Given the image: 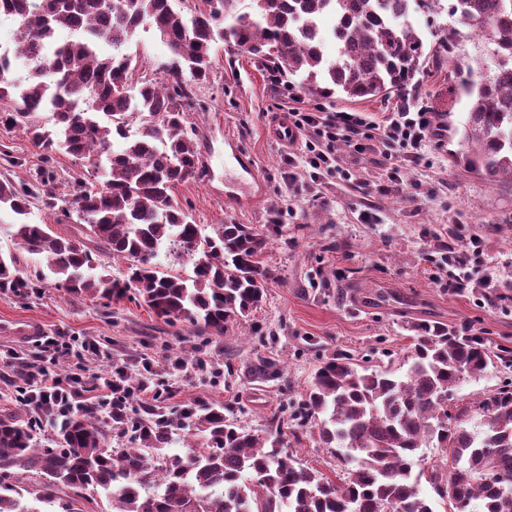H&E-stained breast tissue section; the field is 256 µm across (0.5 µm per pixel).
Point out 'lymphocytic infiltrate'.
Here are the masks:
<instances>
[{"label": "lymphocytic infiltrate", "instance_id": "1", "mask_svg": "<svg viewBox=\"0 0 512 512\" xmlns=\"http://www.w3.org/2000/svg\"><path fill=\"white\" fill-rule=\"evenodd\" d=\"M271 84L280 96L292 101L288 116L294 129L311 133L304 155L289 157V165L296 167L305 162L328 172L342 169L344 179L351 186L358 184L359 179L353 170L341 168L339 143H346L358 154L377 152L385 157L398 156L406 162L420 160L435 136L430 116L421 108L389 113L380 123L366 112H310L297 106L298 96L293 87L279 76H272ZM67 349V342L54 339L49 349L31 356L14 355L12 369L23 381L20 388L23 399L38 405L52 403L59 410L68 411L79 404H99L107 392L122 388V381L113 374L100 382H87L76 372L63 376L48 373L44 364L51 354Z\"/></svg>", "mask_w": 512, "mask_h": 512}]
</instances>
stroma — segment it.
<instances>
[{
    "instance_id": "1",
    "label": "stroma",
    "mask_w": 512,
    "mask_h": 512,
    "mask_svg": "<svg viewBox=\"0 0 512 512\" xmlns=\"http://www.w3.org/2000/svg\"><path fill=\"white\" fill-rule=\"evenodd\" d=\"M130 49L138 54L136 76L162 77L161 66L170 54L150 31L139 30ZM197 97L200 105L188 121L208 175L181 183L174 193L208 232L227 221L261 230L272 211H281L282 231L262 256L271 273L265 302L248 324L202 347L187 324H167L146 305L126 298L104 305L51 284L27 298L0 290V321L28 320L37 324L40 337L76 339L71 356L58 361V368L82 361L96 374L121 365L135 377L148 368L152 379L147 389L136 392L138 404L160 398L178 408L203 397L229 408L231 417L265 436L272 416L305 394L315 370L333 353L347 351L381 366L402 362L413 336L407 319L470 324L491 341L512 343L511 298L488 307L471 295L448 292L427 260L436 249V233L462 224L483 240V256L469 268L472 279L490 269L499 280L512 281V179L487 178L456 162L459 138L453 130L463 127L468 106L450 104L444 76L424 78L405 103L350 101L340 94L323 101L304 98L309 109L320 104L338 112H369L379 120L406 104L434 113L437 135L431 148L420 163H407L400 173L401 189L385 196L373 187L390 169L389 160L374 162L370 154H355L345 145L339 153L353 162L365 189L350 188L331 174L321 176L316 190H303L309 167H289L287 146L267 133L269 116L287 111L288 103L274 97L269 71L248 54L219 48L212 79ZM447 110L452 113L448 121L440 117ZM228 138L239 143L264 187L249 207L224 196ZM42 166L26 130L0 127L1 179L26 182ZM366 211L376 214L377 223L363 222ZM259 328L274 331L276 343L258 344ZM85 341L98 344L99 357H82ZM259 353L280 360V380L260 383L245 376V364ZM229 362L237 369L230 378L225 375ZM283 440L302 465L334 482L341 477L344 464L310 430Z\"/></svg>"
}]
</instances>
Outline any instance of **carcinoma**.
I'll list each match as a JSON object with an SVG mask.
<instances>
[{"mask_svg":"<svg viewBox=\"0 0 512 512\" xmlns=\"http://www.w3.org/2000/svg\"><path fill=\"white\" fill-rule=\"evenodd\" d=\"M259 2L243 12L240 0H200L186 13L177 0H0V17L17 24L15 55L0 59V126L24 127L47 163L64 152L88 160L103 177L94 185L70 183L66 208L59 205V178L46 166L28 184L0 181V210L22 217L38 198L67 222L77 216L93 242L20 221L13 249L0 251V287L29 296L50 278L69 295L109 302L128 296L166 323H187L202 340L261 306L269 272L260 257L270 238L232 222L207 235L173 196L177 185L204 174L187 113L198 106L194 87L210 81L219 43L302 75L313 95L340 93L350 101L402 99L424 71L446 70L448 94L468 104L460 159L472 172L512 178V53L504 54L512 50V21L501 17L509 0ZM444 11L495 45V68L454 63V25L424 41L415 14ZM325 20L339 25L333 60L311 41ZM145 26L171 53L162 81L133 79L127 49ZM60 29L69 40H57ZM15 60L29 68L24 83L8 78ZM118 73L128 78L121 88ZM45 111L50 129L37 120ZM134 120L139 126L131 134ZM19 252L40 259L46 272L21 270ZM102 254L127 260L122 276L102 268ZM185 258L193 261L186 275L172 268ZM509 290L512 282L486 277L471 294L493 306ZM411 328L403 365L364 366L336 353L292 405L290 421L314 424L317 442L353 464L340 483L303 467L279 439L253 433L205 398L181 409L133 407L139 379L112 394L110 406L67 414L32 406L28 420L0 415V479H8L0 482V512L55 505L80 512L74 499L61 497L68 489L103 493L112 512H434L423 479L450 512H470L477 495L488 512H512V382L453 414L442 399L490 366L511 373L512 347L494 348L465 325L418 320ZM247 370L260 382L282 376L280 361L261 354ZM41 420L56 429L50 447L35 441ZM110 430L127 442L112 447ZM195 437L201 442L189 452L172 448ZM430 445L441 457L422 479L413 475V459ZM21 471L41 477L30 500L17 484Z\"/></svg>","mask_w":512,"mask_h":512,"instance_id":"obj_1","label":"carcinoma"}]
</instances>
